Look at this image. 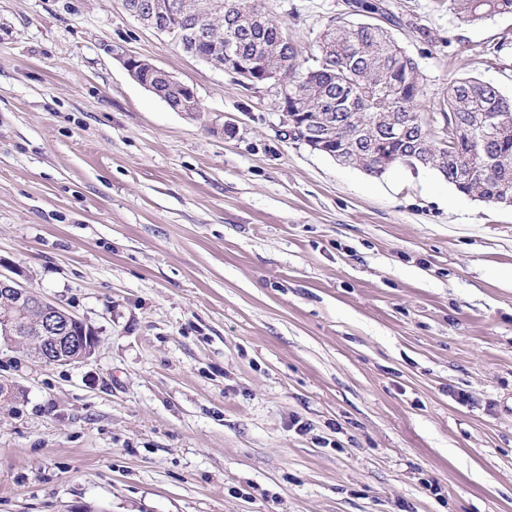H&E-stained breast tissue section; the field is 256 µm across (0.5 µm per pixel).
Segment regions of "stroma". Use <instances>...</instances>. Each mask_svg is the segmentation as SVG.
<instances>
[{"label": "stroma", "instance_id": "obj_1", "mask_svg": "<svg viewBox=\"0 0 512 512\" xmlns=\"http://www.w3.org/2000/svg\"><path fill=\"white\" fill-rule=\"evenodd\" d=\"M387 2L426 105L512 99V15ZM268 3L304 58L344 0ZM279 92L121 0H0V272L100 339L0 344V512H512V207L311 151ZM120 59L122 60L124 67L129 72V74L132 76V78L135 79L139 84H141L147 90H154V88L152 86L148 85L147 83H143V82L154 83L157 86V88H160V90L167 88L166 86H164L163 81H161V79L156 74V72H158V73H162L166 76V79L168 80V82L170 83V85L172 87H175L177 89L188 90L189 92H191V94L193 96H195L194 92L191 90V88L187 87L183 82L177 80L171 73H169L164 68H162L156 64H154L153 68H152L150 65V61L147 59H144L143 62L139 63L136 66V68H138V75L141 80L138 78V76L136 75V72H135V65L139 62L140 58L136 57V56L121 54Z\"/></svg>", "mask_w": 512, "mask_h": 512}]
</instances>
